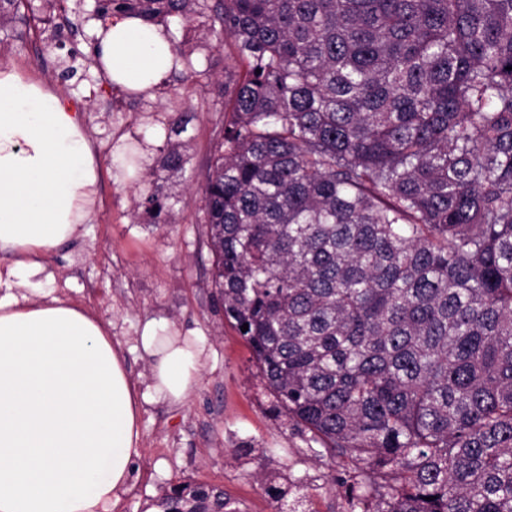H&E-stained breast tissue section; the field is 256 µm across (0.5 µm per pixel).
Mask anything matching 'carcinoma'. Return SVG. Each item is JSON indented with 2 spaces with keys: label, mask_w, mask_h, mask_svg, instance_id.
Here are the masks:
<instances>
[{
  "label": "carcinoma",
  "mask_w": 512,
  "mask_h": 512,
  "mask_svg": "<svg viewBox=\"0 0 512 512\" xmlns=\"http://www.w3.org/2000/svg\"><path fill=\"white\" fill-rule=\"evenodd\" d=\"M50 3L0 0V29L53 39ZM95 10L204 17L228 40L201 184L213 283L277 406L339 468L340 512H512V0ZM171 198L154 185L146 212ZM256 477L277 512H314L292 478ZM154 506L242 512L191 483Z\"/></svg>",
  "instance_id": "carcinoma-1"
}]
</instances>
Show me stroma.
Segmentation results:
<instances>
[{"mask_svg": "<svg viewBox=\"0 0 512 512\" xmlns=\"http://www.w3.org/2000/svg\"><path fill=\"white\" fill-rule=\"evenodd\" d=\"M76 36L45 47L35 35L6 37L0 66L68 99L87 122L89 144L100 165L91 219L71 242L44 258L58 294L109 322L138 391L148 384V364L138 344L153 320L199 338L204 349L198 387L186 402L154 398L141 403L143 441L112 512H151L163 491L188 481L217 486L243 512H273L255 479L259 469L304 480L315 512H338L343 490L334 486L328 459L315 457L305 434L289 424L264 387L244 339L225 320L212 283L213 255L200 190L212 144L224 122V39L197 19L191 29L169 22L175 45L192 51L200 76L177 70L156 93L111 89L91 65L68 82L55 71L71 49L89 52L93 24L73 16ZM184 122L188 161L178 177L160 169L170 129ZM172 181L175 223H154L138 208L153 182ZM254 447L249 463L238 449Z\"/></svg>", "mask_w": 512, "mask_h": 512, "instance_id": "35a3bbf8", "label": "stroma"}]
</instances>
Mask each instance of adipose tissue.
Listing matches in <instances>:
<instances>
[{"label":"adipose tissue","instance_id":"ef3b65f1","mask_svg":"<svg viewBox=\"0 0 512 512\" xmlns=\"http://www.w3.org/2000/svg\"><path fill=\"white\" fill-rule=\"evenodd\" d=\"M117 87L150 92L180 69L172 36L137 17L97 28ZM99 170L79 113L0 66V512H112L141 451L139 397L104 322L53 295L43 257L90 218ZM149 393L184 402L204 349L149 321Z\"/></svg>","mask_w":512,"mask_h":512}]
</instances>
